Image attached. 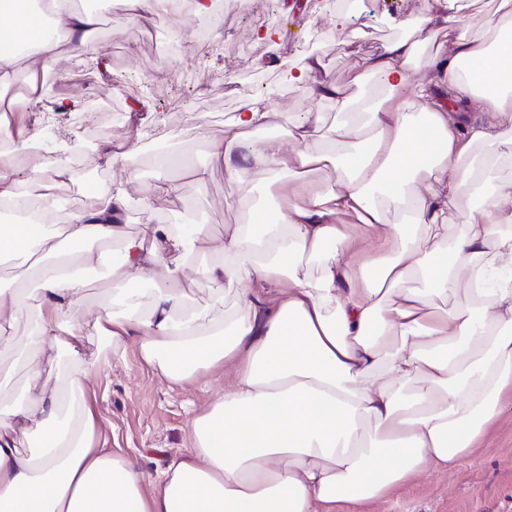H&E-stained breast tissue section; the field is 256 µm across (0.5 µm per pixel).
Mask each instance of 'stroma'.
Listing matches in <instances>:
<instances>
[{"instance_id": "stroma-1", "label": "stroma", "mask_w": 512, "mask_h": 512, "mask_svg": "<svg viewBox=\"0 0 512 512\" xmlns=\"http://www.w3.org/2000/svg\"><path fill=\"white\" fill-rule=\"evenodd\" d=\"M108 15L92 46V60L60 62L54 71L27 85L28 104L19 110L9 91L0 90V128L9 145L31 140L52 148L59 140L75 150L69 161L75 169L69 181L58 184L57 201L64 207H88L95 198L89 186L125 187L131 201L121 221L129 235H141L145 225L173 224L182 215L197 213L211 239L204 256L171 253L160 265L134 280L137 288L163 284L183 289L197 306L207 305L210 285L203 275L215 261V245L234 226L252 215L275 211L281 204L277 184L258 169L243 182H229L222 166L211 163L209 146L223 138L224 129L242 97H263L269 110L265 124L252 131L253 139L280 135L288 150L286 115L318 112L324 128L336 122L330 101L288 85L284 67H301L318 57L321 75L346 94H380L375 81L358 87L351 68L362 55L379 52L386 42L419 24L429 0H223V18L213 26L196 7L167 13L137 23L123 0H106ZM346 13L344 26L332 24L336 13ZM274 30L272 40L258 39L260 31ZM277 95H270V88ZM66 109H59V102ZM138 142H131L133 130ZM109 140L132 144L126 157L105 165L98 153L81 149L87 142ZM163 150L187 152L193 164L206 165L210 174L198 182L188 169L171 171L180 185L178 195L142 202L149 181L157 175L156 155ZM100 262L92 278L82 281L81 293L90 315H97L111 297L113 255L122 253L115 240L95 246ZM178 275H171V268ZM25 328H18L20 349L0 354V403L10 404L25 393L32 370L63 378L66 359L55 349H23ZM111 358L112 364L92 373L87 382L88 403L98 423L97 445L137 457L143 467L157 472L177 454L191 447V419L232 381V371L214 369L206 387L170 386L140 356L135 341L124 353L113 354L102 336L88 337L85 358ZM365 512H512V406L495 420L473 457L461 467L431 470L410 485L397 489L388 501Z\"/></svg>"}]
</instances>
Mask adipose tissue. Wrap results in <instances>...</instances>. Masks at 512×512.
<instances>
[{"label":"adipose tissue","mask_w":512,"mask_h":512,"mask_svg":"<svg viewBox=\"0 0 512 512\" xmlns=\"http://www.w3.org/2000/svg\"><path fill=\"white\" fill-rule=\"evenodd\" d=\"M53 35L28 39V0H0V86L15 76L12 46L28 41L33 67L85 57L99 25L74 0H44ZM413 36L359 58L352 81L375 80L382 97L358 100L320 75L321 63L288 73L290 84L330 100L343 120L320 134V114L288 120L298 143L249 139L267 118L264 102L241 110L210 145L212 163L243 178L248 162L286 174L282 204L262 222L235 225L206 275L210 308H192L181 289L142 293L131 274L171 252L194 254L205 225L148 226L128 240L112 276L118 287L89 321L69 270L95 261L92 247L122 236L126 190L94 189V206L50 202L55 225L1 224L0 257L30 263L32 287L0 289V347L52 345L68 359L63 384L33 372L24 401L0 406V512H334L383 500L430 469L453 470L512 393V0L483 13L463 0H434ZM490 34L493 47L471 38ZM454 90L489 124L459 139L438 93ZM34 178H13L0 157V203L28 208L41 180H62L61 155H33ZM326 171L320 184L309 172ZM484 197L458 204L461 190ZM361 235L390 250L356 286L346 255ZM235 303L223 318L211 307ZM121 351L135 337L141 357L170 384L201 383L233 363L230 390L190 425L192 448L152 473L134 458L94 445L96 419L82 354L88 332ZM32 439L22 453L19 438Z\"/></svg>","instance_id":"1"}]
</instances>
